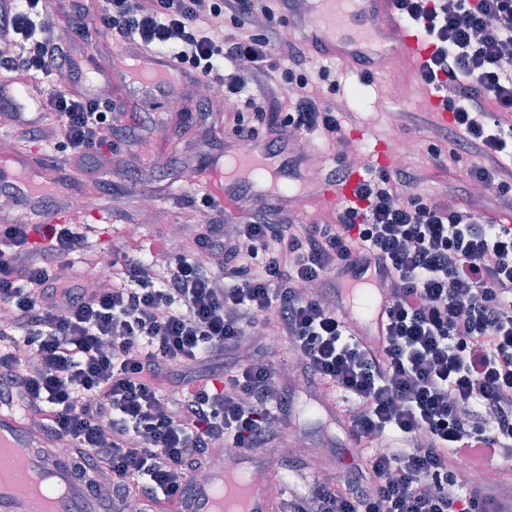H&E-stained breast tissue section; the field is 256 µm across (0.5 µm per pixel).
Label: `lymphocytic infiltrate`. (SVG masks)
Here are the masks:
<instances>
[{
  "label": "lymphocytic infiltrate",
  "mask_w": 512,
  "mask_h": 512,
  "mask_svg": "<svg viewBox=\"0 0 512 512\" xmlns=\"http://www.w3.org/2000/svg\"><path fill=\"white\" fill-rule=\"evenodd\" d=\"M390 5L428 44L418 82L453 87L438 139L474 156L466 181L511 209L512 0ZM279 12V0H109L103 26L223 87L240 145L304 133L343 143L335 99L310 92L306 74H274L272 57L305 55L283 39ZM44 15L40 0H0L1 70L48 77L70 64ZM98 106L62 91L36 117L9 118L18 141H54L69 165L96 167L149 122ZM365 171L335 223L295 224L253 203L227 227L195 216L162 272L127 253L95 289L59 274L73 258L102 259L78 225L1 223L0 408L67 440L66 457L111 504L181 512L212 448L251 454L278 440L294 395L274 362L247 355L272 331L306 383L340 399L361 450L344 476L281 496L282 512H512L498 478L459 472L479 451L512 463V224L424 189L418 171ZM364 259L388 280L376 348L336 302L337 274Z\"/></svg>",
  "instance_id": "1"
}]
</instances>
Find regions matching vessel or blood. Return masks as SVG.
Returning <instances> with one entry per match:
<instances>
[{
  "label": "vessel or blood",
  "mask_w": 512,
  "mask_h": 512,
  "mask_svg": "<svg viewBox=\"0 0 512 512\" xmlns=\"http://www.w3.org/2000/svg\"><path fill=\"white\" fill-rule=\"evenodd\" d=\"M388 4L389 0H289V31L322 57H346L372 72L387 70L396 57L411 62L424 59L428 53L424 41L388 18ZM120 61L146 87L162 93L167 107L177 101L174 86L188 78L172 57L149 50L124 53ZM46 91L39 82L21 88L1 85L0 98L19 100L38 109ZM289 152L286 142L273 151L262 143L226 151L220 184L225 209L235 213L243 206V199L233 192L238 184L248 185L255 192L274 194L285 202L300 203L302 180L284 173ZM36 168L29 155L21 158L19 169L1 167L0 188L23 191L28 198L40 197L43 189L37 184ZM360 179V172L353 169L341 181L325 182L322 200L351 198ZM385 283L384 271L374 263L340 281L348 321L356 334L371 345L380 344L383 336ZM54 445V439L42 430L31 429L23 414L0 410V448L18 454L27 479L44 494L45 512H112L102 499L90 493L85 481L53 455ZM245 463L242 456L228 461L210 457L205 466L208 477L197 485L188 512H218L222 507L229 512H278L280 504L274 497L264 488L247 483ZM0 512L36 510L22 491L9 480L0 479Z\"/></svg>",
  "instance_id": "vessel-or-blood-1"
}]
</instances>
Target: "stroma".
I'll return each instance as SVG.
<instances>
[{
  "label": "stroma",
  "instance_id": "obj_1",
  "mask_svg": "<svg viewBox=\"0 0 512 512\" xmlns=\"http://www.w3.org/2000/svg\"><path fill=\"white\" fill-rule=\"evenodd\" d=\"M106 6V0H49L46 11L67 35L76 23L97 28ZM114 50L112 41L96 38L72 45L70 56L79 66L89 67L102 101H120L128 111H143L144 94L121 69L115 68ZM415 72V65L406 62L370 76L356 68L338 72L336 98L346 111L354 113V126L363 133L362 138L351 139L349 154L360 163H367L372 143L398 134L417 145L404 158V167L422 170L428 177V189L453 196L465 188L466 182L448 178L432 167L429 147L439 122L431 110L429 95L419 92ZM179 98V106L156 109L157 127L147 136L148 149L140 148L132 154L122 147L104 169L67 173L83 191L85 205L79 210L80 220L88 224V235L100 248L104 261L117 260L124 253L149 246L154 241L156 225L185 222L194 202L215 193L207 180L209 160L224 150L231 137L224 127V107L203 99L197 88L190 86L180 87ZM395 112L403 116L416 114L420 121L412 125L403 119L398 127H391V115ZM132 165L138 171L128 183L123 208H139L142 192L149 190L156 211L154 224L142 225L134 235L128 234L126 224L112 220L114 203L106 196L108 182L120 180ZM286 434L291 439L302 437L308 444L306 451L283 447L280 453L265 456L263 469L265 473L277 474L279 483L293 494L304 493L306 489L305 481L300 478V468L305 462L315 463L336 453L350 452L352 448L342 425L326 415L316 390L302 384L296 387L295 417Z\"/></svg>",
  "mask_w": 512,
  "mask_h": 512
}]
</instances>
